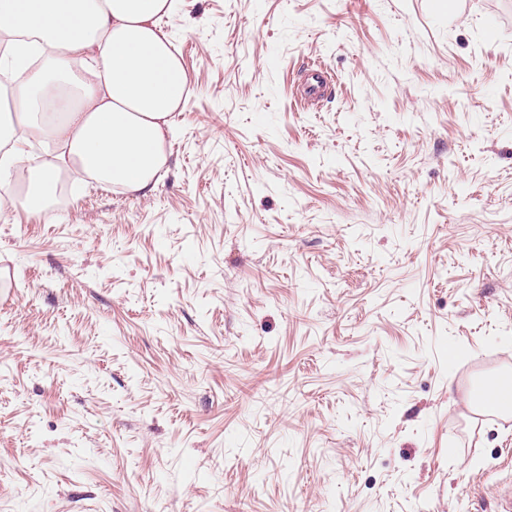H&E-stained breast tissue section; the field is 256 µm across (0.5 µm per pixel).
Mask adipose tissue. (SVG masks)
I'll return each mask as SVG.
<instances>
[{
	"mask_svg": "<svg viewBox=\"0 0 512 512\" xmlns=\"http://www.w3.org/2000/svg\"><path fill=\"white\" fill-rule=\"evenodd\" d=\"M178 0H0L12 49L0 70L23 83L0 103V209L49 213L62 177L151 194L167 162L173 117L189 77L169 23ZM39 142L47 160L24 163Z\"/></svg>",
	"mask_w": 512,
	"mask_h": 512,
	"instance_id": "adipose-tissue-1",
	"label": "adipose tissue"
}]
</instances>
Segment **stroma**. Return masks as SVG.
I'll return each instance as SVG.
<instances>
[{"label":"stroma","mask_w":512,"mask_h":512,"mask_svg":"<svg viewBox=\"0 0 512 512\" xmlns=\"http://www.w3.org/2000/svg\"><path fill=\"white\" fill-rule=\"evenodd\" d=\"M173 24L156 191L0 212V512H500L512 0ZM329 84L330 80L327 72L322 69H312L304 80L301 89V97L307 105H318L324 98Z\"/></svg>","instance_id":"1"}]
</instances>
